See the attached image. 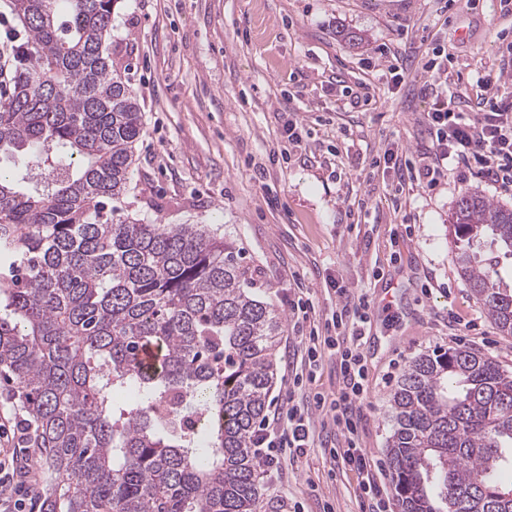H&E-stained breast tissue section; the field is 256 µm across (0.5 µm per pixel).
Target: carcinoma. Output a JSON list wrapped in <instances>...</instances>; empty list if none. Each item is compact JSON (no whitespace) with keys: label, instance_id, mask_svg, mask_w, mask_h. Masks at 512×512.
Wrapping results in <instances>:
<instances>
[{"label":"carcinoma","instance_id":"obj_1","mask_svg":"<svg viewBox=\"0 0 512 512\" xmlns=\"http://www.w3.org/2000/svg\"><path fill=\"white\" fill-rule=\"evenodd\" d=\"M26 62L0 96V374L27 415L38 512H261L250 442L281 313L209 224L108 215L130 190L140 104L105 42L119 0H9ZM38 167L49 179L28 185ZM461 277L512 335V208L466 191ZM159 365L140 360L148 344ZM141 401L116 408L114 393ZM398 512H512V372L468 350L413 358L391 398Z\"/></svg>","mask_w":512,"mask_h":512}]
</instances>
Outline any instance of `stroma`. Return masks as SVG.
I'll list each match as a JSON object with an SVG mask.
<instances>
[{
    "label": "stroma",
    "instance_id": "stroma-1",
    "mask_svg": "<svg viewBox=\"0 0 512 512\" xmlns=\"http://www.w3.org/2000/svg\"><path fill=\"white\" fill-rule=\"evenodd\" d=\"M508 39L512 13L499 0L447 10L440 0H122L106 42L145 126L122 212L214 225L258 265L262 297L284 317L273 394L302 333L290 301L311 299L322 321L336 303L331 283L371 295L359 435L387 491L389 399L413 357L462 348L512 370V336L460 277L448 224L462 192L512 207V191L454 175L430 191L377 160L429 146L423 83L474 107L477 72L498 66ZM434 46L448 53L447 71H426ZM393 63L401 82L387 72ZM363 93L371 104L355 106ZM404 221L409 231H396ZM356 484L317 449L263 487V510L279 512L286 493L304 512L326 501L360 512Z\"/></svg>",
    "mask_w": 512,
    "mask_h": 512
}]
</instances>
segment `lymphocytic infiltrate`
I'll use <instances>...</instances> for the list:
<instances>
[{
  "label": "lymphocytic infiltrate",
  "mask_w": 512,
  "mask_h": 512,
  "mask_svg": "<svg viewBox=\"0 0 512 512\" xmlns=\"http://www.w3.org/2000/svg\"><path fill=\"white\" fill-rule=\"evenodd\" d=\"M477 108L457 109L447 92L422 85L428 101L425 122L431 145L419 156L418 174L427 189H435L449 172L471 175L512 189V45L497 68L478 74ZM336 304L323 331L299 337V363L289 364L288 397L276 400L272 415L263 419L251 442L267 482H279L288 461L311 448H321L335 465L357 471L356 495L364 512H387L384 490L375 479L370 459L361 448L358 428L368 395L369 371L361 351L371 322V300L360 289L336 287ZM333 359L339 371L334 394L310 393L323 358ZM336 430L335 443L316 438L317 427ZM32 450L27 430H20L14 448L0 451V512H13L21 488H34L36 477L28 461Z\"/></svg>",
  "instance_id": "obj_1"
}]
</instances>
